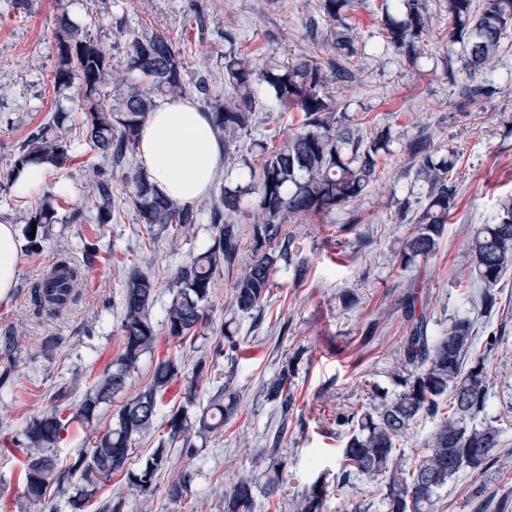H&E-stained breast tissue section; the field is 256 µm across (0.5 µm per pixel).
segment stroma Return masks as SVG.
I'll return each mask as SVG.
<instances>
[{"instance_id":"obj_1","label":"stroma","mask_w":512,"mask_h":512,"mask_svg":"<svg viewBox=\"0 0 512 512\" xmlns=\"http://www.w3.org/2000/svg\"><path fill=\"white\" fill-rule=\"evenodd\" d=\"M426 4L430 35L413 65L381 50L380 15L360 11V38L369 49L356 54L354 81L333 89L332 98L337 112L358 123L365 142L389 131L377 179L363 198L329 215L286 221L291 254L278 261L261 310L244 314L231 303V288L250 261L248 248H241L234 265L221 269L208 309L213 330L183 353L186 366L203 357L212 370L188 414L196 416L226 382L239 396L238 409L223 430L196 440L194 456L178 445L168 448L169 466L149 501L127 494L123 480L113 477L104 497L123 500L121 512H224L225 494L238 478L254 473L256 454L270 447L281 422L266 385L285 366L294 371L296 399L279 445L284 480L271 496L257 494L255 512H297L300 495L319 479L328 484L325 512H353L358 505L367 512H384L381 481L359 476L336 489L345 438L336 433L335 420L339 413L372 404V385L393 390V376L403 369L402 345L409 334L406 301L414 287L421 293L420 309L432 321L457 315L472 320L474 351L487 355L490 367L486 413L501 430L500 445L486 467L449 480L435 512H475L485 498L512 505V270L500 283L492 314L461 300L470 279L469 237L493 215L500 198L512 193V47L499 59L496 94L464 114L455 85L465 75L448 71L452 21L447 2ZM305 15L296 0H74L69 6L63 0H29L18 10L0 0V221L23 228L34 205L33 197H16L5 180L28 134L52 113L78 110L77 86L54 83L53 42L60 18L108 45L116 65L126 53L128 34L168 35L185 52L183 77L190 87L205 72L223 82L225 45L214 31L227 19L236 25L240 49L264 46L261 67L278 68L308 56L328 63L335 53L313 47ZM298 121L295 112L256 113L251 131L234 133L242 155L219 173L212 193L235 188L246 164L256 163L252 140L276 130L280 142H287ZM421 134L429 136L439 153L452 147L459 152L454 170L459 199L438 250L405 270L396 256L411 227L399 222L398 202L420 196L422 189L414 182V162L404 144ZM102 163L97 152L87 149L50 169V183L67 187L58 222L41 251H22L15 287L9 298L0 300V329H18L24 341L12 391L0 396V512L27 510L19 481L25 455L18 446L26 420L56 397L63 404H77L117 355L119 293L128 269L139 268L157 280L160 290L152 315L162 320L172 299L168 282L213 234L211 224L203 223L177 245L163 237L147 244L135 211L123 203L111 224L96 230L88 216L92 176ZM77 209L87 219L70 223ZM81 236L96 238L99 252L80 301L61 319L38 313L29 297L31 284ZM226 335L238 343V352L215 356ZM188 465L199 468L197 483L190 495L172 500L168 487Z\"/></svg>"}]
</instances>
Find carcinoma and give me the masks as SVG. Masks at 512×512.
<instances>
[{"label": "carcinoma", "mask_w": 512, "mask_h": 512, "mask_svg": "<svg viewBox=\"0 0 512 512\" xmlns=\"http://www.w3.org/2000/svg\"><path fill=\"white\" fill-rule=\"evenodd\" d=\"M362 6V0H321L320 15L305 21L311 43L318 47L328 44L336 52V58L326 66L310 60L276 72L261 69L249 54L235 48L233 25L228 23L218 31L229 44L224 53V72L230 89L221 91L204 76L195 85L198 97L211 107L214 130L221 135L227 130L251 129L266 88L271 93L270 109L300 112L301 128L281 146L274 145L269 136L258 142L262 161L259 167L248 168L246 186L221 189L218 200L207 208L163 197L153 190L144 174L126 170L137 147L139 130L155 107V93L164 91L173 99L186 96L184 58L161 33L132 37L123 64L115 68L102 43L62 21L54 35V79L65 87L79 80L84 102L82 136L68 144L58 140L56 129L69 115L55 113L27 138L13 171L31 162L58 168L67 162L69 153L86 145L121 175L130 189L128 199L139 223L150 232L167 233L173 245L192 225L200 223L204 211H209L214 229L211 242L180 266L169 284L173 297L164 311L163 325L167 336L180 344L210 329L208 307L215 275L222 266L234 264L241 246L235 215L252 208L251 262L235 280L231 299L242 313L257 311L273 285L276 262L288 256L290 239L282 230L286 219L327 215L363 196L375 177L380 141L366 144L356 136L350 117L336 115L326 92L329 85L354 78L350 64L358 53L356 10ZM373 9L382 16L384 46L393 48L404 61L414 62L429 28L430 15L424 0H381ZM448 15L453 21L450 43L459 45L456 58L448 59V68L457 63L468 78L458 90L463 112L489 94L496 59L512 36V0H448ZM329 22L332 27L322 28ZM110 95L117 97V105L108 108L101 98ZM405 149L416 162L417 180L426 186L420 212L410 217L406 206L398 212L399 221L413 224L407 250L399 255V264L408 267L433 254L439 246L457 204V184L452 174L459 156L452 149L446 157L437 156L428 138L421 136L409 140ZM36 195L41 202L23 228L26 234L35 232L28 238L33 250L40 249L52 235L57 207L64 200L63 191L50 188ZM92 195L96 223H112V177H95ZM468 250L473 280L483 288L484 308L490 314L497 304L494 289L512 266V195L503 198L491 220L474 231ZM85 280V263L74 253L65 252L54 267V275L32 286L33 300L58 317L79 300ZM156 296L155 279L131 269L121 289L120 347L107 372L90 385L68 415L53 404L26 421V452L19 477L32 508H43L47 492L54 489L67 495L70 512H85L88 505L100 501L104 487L115 475L124 478L130 495L146 499L168 466L165 444L180 442L189 449L191 437L203 439L223 428L237 409L238 395L226 384L209 399L195 421L180 409L171 412L164 423L167 438L133 466L134 445L154 424L171 384L182 381L179 394L191 405L206 371L204 358L186 374L182 360L168 355L157 359L150 382L121 405L115 424L99 427L102 406L125 390L143 357L154 352L158 334L151 308ZM408 299L411 331L403 345L405 372L394 375L398 390L389 393L376 388L377 405L336 418L337 425L345 428L341 480L346 483L353 476L382 479L386 512H434L438 491L449 479L488 464L492 450L500 445V430L490 421L479 426L468 424L487 408L488 371L485 358L472 357V322L455 317L448 327L436 330L424 315L416 314L415 293H409ZM20 336L13 328L0 332V361L4 363L1 389L10 380L11 369L21 354ZM293 378L294 371L287 367L267 384L268 398L279 403L282 418L273 438L275 447L262 449L255 458V464H264L260 477L239 479L224 496V512H253L256 493H269L282 480L285 464L277 457L276 445L288 428V413L294 403ZM425 416H438L440 423L412 463L404 464L401 438ZM74 421L89 431L86 448L62 468L55 449L62 440V431ZM195 477L194 469H183L170 486L171 498H183ZM326 495L325 485H311L298 501V512H323Z\"/></svg>", "instance_id": "obj_1"}]
</instances>
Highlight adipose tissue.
Segmentation results:
<instances>
[{
	"instance_id": "ef3b65f1",
	"label": "adipose tissue",
	"mask_w": 512,
	"mask_h": 512,
	"mask_svg": "<svg viewBox=\"0 0 512 512\" xmlns=\"http://www.w3.org/2000/svg\"><path fill=\"white\" fill-rule=\"evenodd\" d=\"M138 157L159 194L190 204L214 182L224 162V144L206 112L193 100H158L143 124ZM23 245L14 225L0 222V300L15 286Z\"/></svg>"
}]
</instances>
